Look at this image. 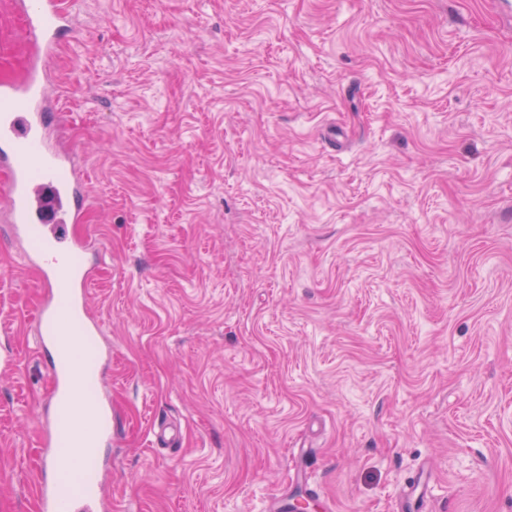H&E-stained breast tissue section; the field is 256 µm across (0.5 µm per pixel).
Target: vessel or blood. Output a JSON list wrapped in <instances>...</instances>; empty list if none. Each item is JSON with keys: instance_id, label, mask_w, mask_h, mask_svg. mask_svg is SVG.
<instances>
[{"instance_id": "obj_1", "label": "vessel or blood", "mask_w": 512, "mask_h": 512, "mask_svg": "<svg viewBox=\"0 0 512 512\" xmlns=\"http://www.w3.org/2000/svg\"><path fill=\"white\" fill-rule=\"evenodd\" d=\"M24 33L40 48L29 61L23 81L0 82V198L7 204L14 240L21 256L51 287L33 321L40 346L53 349L50 415L45 422L47 455L69 459L72 473L44 476L37 489L38 512H103L99 476L83 465L96 459L98 448L112 441V403L98 396L93 407H74L85 388L76 369L85 358L74 346L76 334L98 336L100 324L88 314L87 288L92 272L76 263L81 248L74 234L83 223L84 195L73 154L53 134L54 114L46 112V78L42 61L52 56L68 27L62 0H19Z\"/></svg>"}]
</instances>
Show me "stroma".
Returning <instances> with one entry per match:
<instances>
[{"mask_svg":"<svg viewBox=\"0 0 512 512\" xmlns=\"http://www.w3.org/2000/svg\"><path fill=\"white\" fill-rule=\"evenodd\" d=\"M496 0H67L110 512H512V24ZM28 43L0 0V79ZM0 215V512H36L47 295ZM177 446L153 442L158 419Z\"/></svg>","mask_w":512,"mask_h":512,"instance_id":"obj_1","label":"stroma"}]
</instances>
